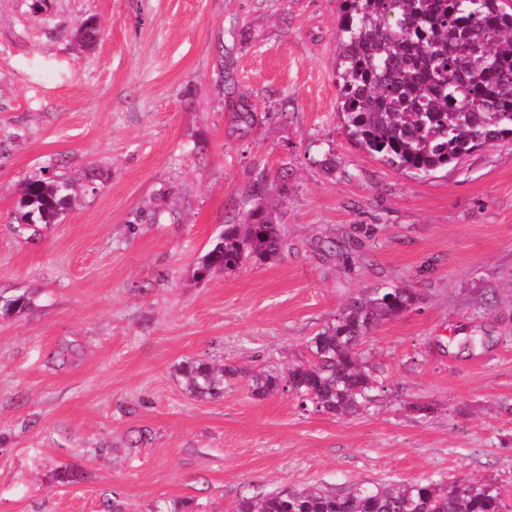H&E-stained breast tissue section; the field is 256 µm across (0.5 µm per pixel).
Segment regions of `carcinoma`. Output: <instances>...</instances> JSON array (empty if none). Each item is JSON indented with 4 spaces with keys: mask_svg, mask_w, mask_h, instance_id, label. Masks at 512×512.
Instances as JSON below:
<instances>
[{
    "mask_svg": "<svg viewBox=\"0 0 512 512\" xmlns=\"http://www.w3.org/2000/svg\"><path fill=\"white\" fill-rule=\"evenodd\" d=\"M338 109L344 130L368 153L417 177L459 163L485 145L512 138V0H343L337 30ZM77 202L74 181L36 178L22 203L35 211L19 228L55 224ZM284 229L266 205L241 224H227L200 257L197 271L239 272L247 263L281 258ZM395 285L352 300L306 342L307 355L281 375L249 380L264 399L284 389L319 411L350 416L365 410L379 387L378 369L360 349L370 329L416 305ZM28 298L0 296V313L23 311ZM178 372L201 399L224 396L231 366L188 359ZM490 481L446 484L432 478L393 486L355 484L243 496L232 512H504Z\"/></svg>",
    "mask_w": 512,
    "mask_h": 512,
    "instance_id": "cac0c4a2",
    "label": "carcinoma"
}]
</instances>
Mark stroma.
Wrapping results in <instances>:
<instances>
[{
  "label": "stroma",
  "instance_id": "stroma-1",
  "mask_svg": "<svg viewBox=\"0 0 512 512\" xmlns=\"http://www.w3.org/2000/svg\"><path fill=\"white\" fill-rule=\"evenodd\" d=\"M341 14L0 0V294L29 299L0 316V512H228L424 478L494 480L512 512V140L425 178L367 153L337 109ZM93 167L98 192L17 232L28 179ZM262 174L287 187L267 197L281 260L195 279ZM395 284L419 302L367 336L365 410L251 395L248 373L286 372L353 298ZM190 358L240 373L201 400L176 372Z\"/></svg>",
  "mask_w": 512,
  "mask_h": 512
}]
</instances>
